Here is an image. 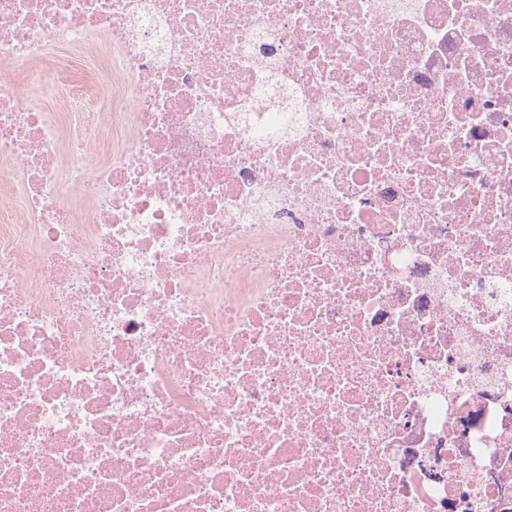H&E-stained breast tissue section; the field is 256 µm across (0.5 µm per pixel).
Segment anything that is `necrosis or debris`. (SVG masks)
Listing matches in <instances>:
<instances>
[{
	"mask_svg": "<svg viewBox=\"0 0 512 512\" xmlns=\"http://www.w3.org/2000/svg\"><path fill=\"white\" fill-rule=\"evenodd\" d=\"M2 68L0 512H512V0H0Z\"/></svg>",
	"mask_w": 512,
	"mask_h": 512,
	"instance_id": "obj_1",
	"label": "necrosis or debris"
}]
</instances>
